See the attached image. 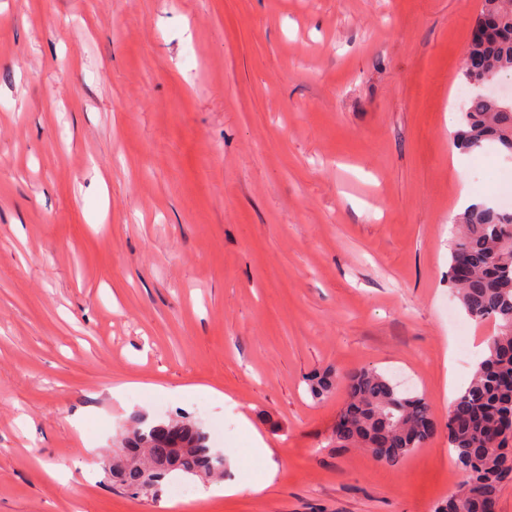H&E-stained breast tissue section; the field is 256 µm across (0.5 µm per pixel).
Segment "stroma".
Listing matches in <instances>:
<instances>
[{"label":"stroma","mask_w":512,"mask_h":512,"mask_svg":"<svg viewBox=\"0 0 512 512\" xmlns=\"http://www.w3.org/2000/svg\"><path fill=\"white\" fill-rule=\"evenodd\" d=\"M480 7L0 0V512H433L461 483L446 390L495 323L448 286L451 221L475 166L512 169L453 158ZM361 367L439 426L398 466L331 447L346 394L307 390ZM177 415L273 483L111 488L133 418ZM277 472V466L276 464H270L266 475L263 479L255 482H250L247 484L243 483H237L234 481H227L224 482L221 486H218V489L222 490V493H224V496H231L235 495L242 491H249L251 493H261L263 492L268 486H270L276 476Z\"/></svg>","instance_id":"1"}]
</instances>
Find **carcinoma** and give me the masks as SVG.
<instances>
[{
	"label": "carcinoma",
	"instance_id": "cac0c4a2",
	"mask_svg": "<svg viewBox=\"0 0 512 512\" xmlns=\"http://www.w3.org/2000/svg\"><path fill=\"white\" fill-rule=\"evenodd\" d=\"M498 19L496 32L470 40L461 67L469 81L468 61L494 79L512 71V0H483L476 27L487 15ZM461 150L496 144L512 156V102H496L470 91L452 135ZM512 213L480 204L455 220L448 284L467 316L494 320L496 332L473 374L454 401L445 430L454 463L464 474L456 492L434 512H496L505 482L512 480ZM345 388L347 398L331 431L337 448H364L381 464L394 466L435 435L437 423L425 398L401 391L374 368L347 373L328 370L310 379L316 398ZM127 465L114 458L111 481L135 494L156 496L172 474L202 479L224 477V461L214 455L209 436L196 422L171 418L163 423L134 419L122 441Z\"/></svg>",
	"mask_w": 512,
	"mask_h": 512
}]
</instances>
